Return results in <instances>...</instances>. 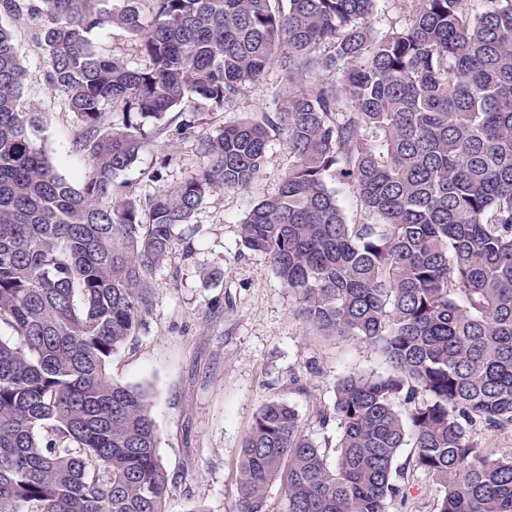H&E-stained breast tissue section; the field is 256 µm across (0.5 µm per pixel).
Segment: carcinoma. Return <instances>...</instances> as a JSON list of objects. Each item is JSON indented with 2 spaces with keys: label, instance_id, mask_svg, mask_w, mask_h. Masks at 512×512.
<instances>
[{
  "label": "carcinoma",
  "instance_id": "cac0c4a2",
  "mask_svg": "<svg viewBox=\"0 0 512 512\" xmlns=\"http://www.w3.org/2000/svg\"><path fill=\"white\" fill-rule=\"evenodd\" d=\"M106 2L0 0L39 17L47 80L90 160L76 188L38 145L41 112L18 109L30 75L0 25V321L19 337L0 340V512H165L148 395L107 366L144 325L176 229L216 190L248 189L274 135L294 163L241 244L270 258L302 319L391 372L336 382L317 415L334 442L266 402L233 512H266L276 480L284 512H407L414 471L440 487L436 512H512V455L478 438L512 427V0H396L408 23L383 32L378 0H148V16L143 0ZM104 26L145 65L95 49ZM278 62L275 117L199 139L194 176L144 204L113 192L145 122L164 134L189 99L222 110ZM328 186L337 190L338 199L345 210L348 220L353 223L362 222L364 216L363 207L352 188L344 183H339L336 181V178H329Z\"/></svg>",
  "mask_w": 512,
  "mask_h": 512
}]
</instances>
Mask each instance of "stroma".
I'll use <instances>...</instances> for the list:
<instances>
[{
  "instance_id": "1",
  "label": "stroma",
  "mask_w": 512,
  "mask_h": 512,
  "mask_svg": "<svg viewBox=\"0 0 512 512\" xmlns=\"http://www.w3.org/2000/svg\"><path fill=\"white\" fill-rule=\"evenodd\" d=\"M15 31V49L31 80L20 110L38 108V143L57 171L81 186L89 167L74 142L80 127L64 95L46 78L40 21L0 9ZM284 90L273 65L223 110L195 113L190 138L160 137L116 181L120 193L145 198L190 178L201 160L196 139L224 124L274 112ZM293 163L284 136L269 145L261 172L245 190L208 196L164 265L151 279V310L139 333L115 352L107 372L117 383L148 392L161 462L176 482L166 512H232L238 497V452L261 405H294L314 436L318 410L330 407L336 382L353 372L387 374L384 358L355 341L320 335L296 315L297 299L276 277L270 259L244 249L237 226L258 200L275 194Z\"/></svg>"
}]
</instances>
